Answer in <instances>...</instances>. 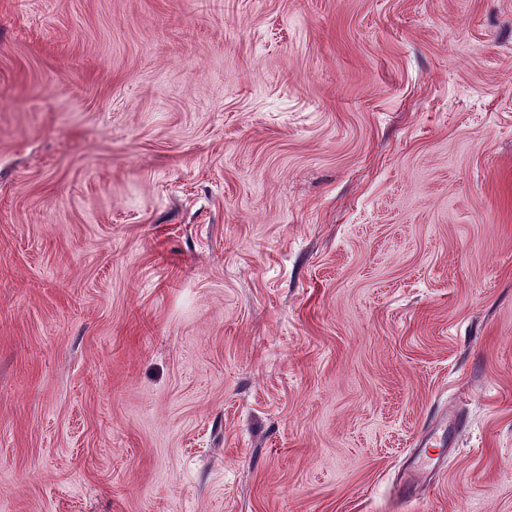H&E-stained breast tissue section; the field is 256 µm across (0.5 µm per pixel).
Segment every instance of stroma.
Here are the masks:
<instances>
[{
    "instance_id": "1",
    "label": "stroma",
    "mask_w": 512,
    "mask_h": 512,
    "mask_svg": "<svg viewBox=\"0 0 512 512\" xmlns=\"http://www.w3.org/2000/svg\"><path fill=\"white\" fill-rule=\"evenodd\" d=\"M512 512V0H0V512ZM431 437L428 433L424 434L415 445L420 448H413L404 464L399 495L408 502L417 500L416 497L432 473L430 467H434L440 460V457H430L424 449L429 446Z\"/></svg>"
}]
</instances>
